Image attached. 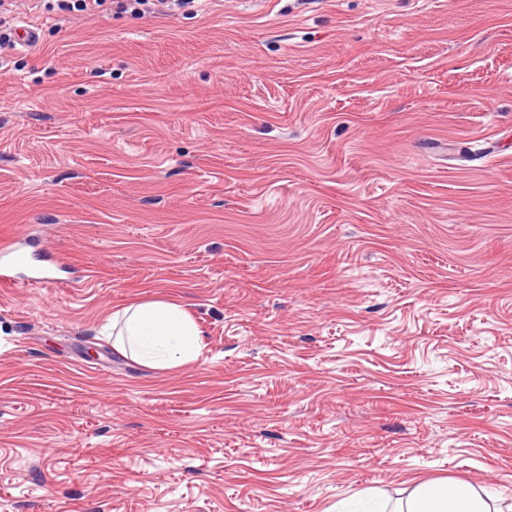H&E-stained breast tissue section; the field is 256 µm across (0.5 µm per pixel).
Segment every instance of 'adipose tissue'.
Instances as JSON below:
<instances>
[{"label":"adipose tissue","mask_w":512,"mask_h":512,"mask_svg":"<svg viewBox=\"0 0 512 512\" xmlns=\"http://www.w3.org/2000/svg\"><path fill=\"white\" fill-rule=\"evenodd\" d=\"M113 346L137 362L170 369L197 359L202 330L177 303L145 300L113 311L103 328ZM392 512H502L492 497L448 478L414 484Z\"/></svg>","instance_id":"adipose-tissue-1"}]
</instances>
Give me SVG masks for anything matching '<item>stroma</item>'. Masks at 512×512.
<instances>
[{
    "mask_svg": "<svg viewBox=\"0 0 512 512\" xmlns=\"http://www.w3.org/2000/svg\"><path fill=\"white\" fill-rule=\"evenodd\" d=\"M0 52V512L512 496V0L22 7ZM199 324L154 370L102 325ZM45 7L54 11L55 7L64 16L91 17L110 9L116 13H134L137 15L167 13L160 6L167 8H185L193 6L195 0H45ZM50 2H56L51 4ZM14 246L12 251L15 253V264L28 268L30 275L27 277V281L30 284H56L60 280L57 275V270L64 268L62 263H55L52 266L41 265L36 262L42 260L38 257L35 252L28 253L22 251L21 247L24 245L19 241L13 240L9 244ZM9 245L5 242H1V250L9 249ZM103 331L117 350L161 370L195 361L203 334L180 304L163 300H145L113 311Z\"/></svg>",
    "mask_w": 512,
    "mask_h": 512,
    "instance_id": "35a3bbf8",
    "label": "stroma"
}]
</instances>
